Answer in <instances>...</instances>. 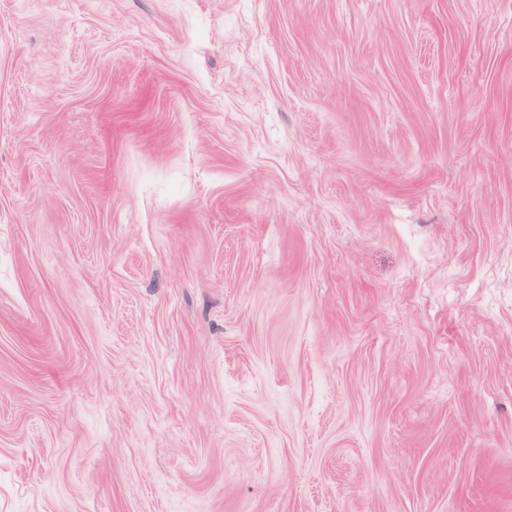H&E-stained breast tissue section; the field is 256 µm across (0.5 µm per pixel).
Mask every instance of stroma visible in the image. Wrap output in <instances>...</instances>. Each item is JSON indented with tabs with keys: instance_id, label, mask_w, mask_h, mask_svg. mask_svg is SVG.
<instances>
[{
	"instance_id": "35a3bbf8",
	"label": "stroma",
	"mask_w": 512,
	"mask_h": 512,
	"mask_svg": "<svg viewBox=\"0 0 512 512\" xmlns=\"http://www.w3.org/2000/svg\"><path fill=\"white\" fill-rule=\"evenodd\" d=\"M0 512H512V0H0Z\"/></svg>"
}]
</instances>
